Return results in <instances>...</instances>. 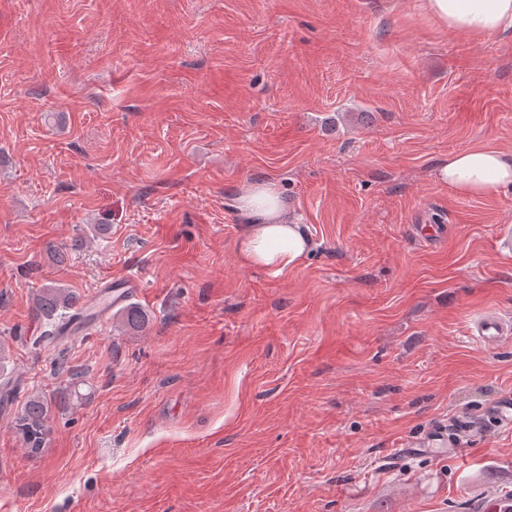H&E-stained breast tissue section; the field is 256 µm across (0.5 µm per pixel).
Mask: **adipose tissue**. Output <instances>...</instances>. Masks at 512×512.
Returning a JSON list of instances; mask_svg holds the SVG:
<instances>
[{
  "mask_svg": "<svg viewBox=\"0 0 512 512\" xmlns=\"http://www.w3.org/2000/svg\"><path fill=\"white\" fill-rule=\"evenodd\" d=\"M430 16L454 36L477 41L512 29V0H424ZM438 180L462 196H492L512 187V155L483 146L449 155ZM232 205L242 219L237 253L242 265L282 273L310 248L303 227L291 219L277 185L252 181L237 189Z\"/></svg>",
  "mask_w": 512,
  "mask_h": 512,
  "instance_id": "obj_1",
  "label": "adipose tissue"
}]
</instances>
